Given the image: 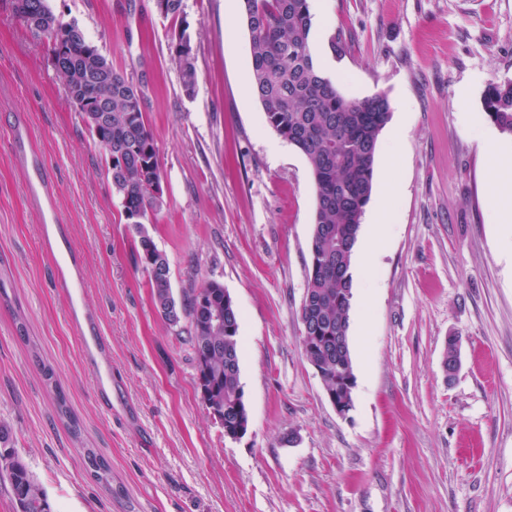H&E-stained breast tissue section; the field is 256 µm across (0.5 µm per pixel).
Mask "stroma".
<instances>
[{
    "label": "stroma",
    "mask_w": 512,
    "mask_h": 512,
    "mask_svg": "<svg viewBox=\"0 0 512 512\" xmlns=\"http://www.w3.org/2000/svg\"><path fill=\"white\" fill-rule=\"evenodd\" d=\"M142 93L165 205L147 229L172 291L221 283L239 311L248 434L225 437L196 382L189 322L157 313L105 161L47 49L0 0V425L54 512H512V226L490 197L512 138L482 108L512 81V0H325L313 52L349 98L386 94L407 130L392 229L363 299L354 266V407L339 415L301 347L315 186L250 85L241 0H48ZM191 39L186 94L172 44ZM21 134L73 246L82 306L106 338L97 368L41 243ZM461 339L454 377L442 368ZM297 442H283L288 434ZM95 453L107 466L97 477Z\"/></svg>",
    "instance_id": "1"
}]
</instances>
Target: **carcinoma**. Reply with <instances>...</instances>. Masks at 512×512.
Listing matches in <instances>:
<instances>
[{"label":"carcinoma","instance_id":"1","mask_svg":"<svg viewBox=\"0 0 512 512\" xmlns=\"http://www.w3.org/2000/svg\"><path fill=\"white\" fill-rule=\"evenodd\" d=\"M165 18L183 12V0H157ZM252 46L251 87L267 124L306 158L315 184L316 204L310 242L311 265L300 319L311 331L331 336L328 382L352 396L338 378L356 381L349 345L352 259L365 208L373 191L375 156L380 135L390 119L383 93L361 99L343 96L336 80L321 67L311 49L314 24L311 0H243ZM183 89L193 93L197 82L190 37L182 34L174 56ZM112 83V155H104L113 192L130 217L158 207L153 182L161 178L154 137L140 108L138 89L116 72ZM483 112L504 135L512 137V81L489 85ZM140 259L161 261L165 273L149 276L153 303L168 323L189 321V342L202 400L222 427L249 423L240 388L239 314L224 301L218 282L195 289L177 304L166 254L153 238L137 229ZM224 317V330L213 328L214 312ZM10 432L0 426V476L9 482L17 512H52L44 489L15 449Z\"/></svg>","mask_w":512,"mask_h":512}]
</instances>
